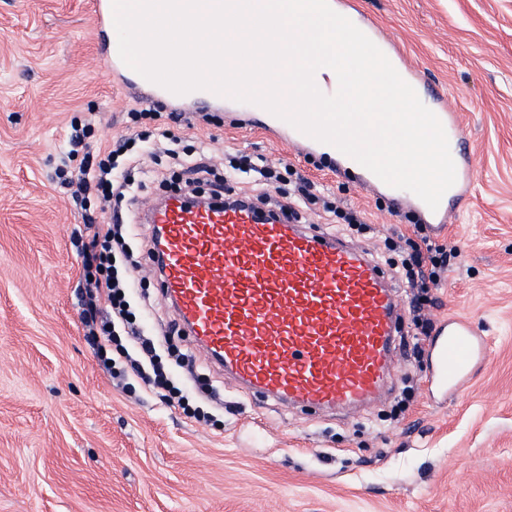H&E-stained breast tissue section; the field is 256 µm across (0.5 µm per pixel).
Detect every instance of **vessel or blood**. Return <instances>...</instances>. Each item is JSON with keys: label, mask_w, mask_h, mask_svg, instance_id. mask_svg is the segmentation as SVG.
<instances>
[{"label": "vessel or blood", "mask_w": 512, "mask_h": 512, "mask_svg": "<svg viewBox=\"0 0 512 512\" xmlns=\"http://www.w3.org/2000/svg\"><path fill=\"white\" fill-rule=\"evenodd\" d=\"M456 181L431 217L445 225L476 171L467 137L438 104ZM150 261L180 327L241 387L287 407L333 413L373 404L397 374L407 310L381 267L359 246L248 202L199 206L171 196L149 208ZM434 378L461 389L482 344L452 318L431 342Z\"/></svg>", "instance_id": "obj_1"}]
</instances>
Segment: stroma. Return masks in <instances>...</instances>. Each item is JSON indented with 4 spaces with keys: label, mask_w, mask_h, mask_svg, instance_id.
Listing matches in <instances>:
<instances>
[{
    "label": "stroma",
    "mask_w": 512,
    "mask_h": 512,
    "mask_svg": "<svg viewBox=\"0 0 512 512\" xmlns=\"http://www.w3.org/2000/svg\"><path fill=\"white\" fill-rule=\"evenodd\" d=\"M397 41L422 91L445 99L478 169L436 244L459 248L434 290L432 321L463 316L487 357L460 392L431 385L432 357L401 361L389 392L344 416L294 414L235 387L191 336L190 405H224L208 422L120 388L83 327L77 283L83 219L52 181L73 120L96 144L150 109L180 154L223 178L228 156L285 160L315 185L303 217L335 232L323 202L363 212L356 242L373 258L407 232L393 187L319 147L296 149L286 128L249 103L136 98L129 70L104 74L93 0H0V512H512V0H355ZM209 115L187 126L175 113Z\"/></svg>",
    "instance_id": "35a3bbf8"
}]
</instances>
